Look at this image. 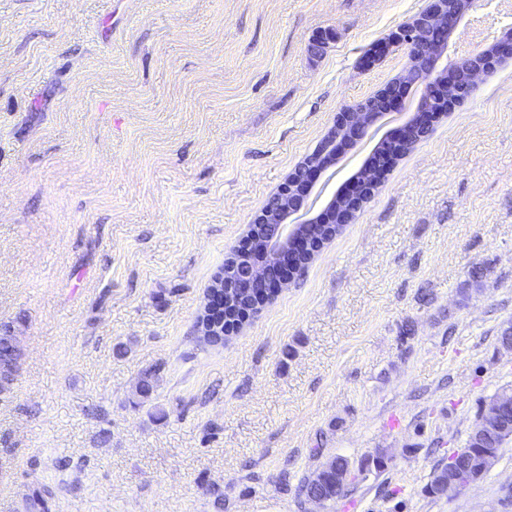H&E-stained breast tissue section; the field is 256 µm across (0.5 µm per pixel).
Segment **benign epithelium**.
<instances>
[{"label": "benign epithelium", "instance_id": "obj_1", "mask_svg": "<svg viewBox=\"0 0 512 512\" xmlns=\"http://www.w3.org/2000/svg\"><path fill=\"white\" fill-rule=\"evenodd\" d=\"M472 7L473 0H431L426 10L391 35V43L407 50L405 74L379 90L376 107L358 105L336 113L323 142L288 174L271 204L254 216L251 222L254 231L248 233L245 244L235 249L228 261L232 268H222L207 293L198 319L200 341L211 335L206 327L210 312L247 299L254 305L241 315L251 310L259 312L272 292L303 271L305 260L321 251L320 241L306 232L309 225L353 223L398 157L420 143L431 123L443 116L444 110L434 107L435 102L444 101L450 109L463 103L474 91L478 76L494 71L503 60L512 58V31H506L485 49L460 57L453 66L440 64L457 23ZM410 85L419 87L421 95L417 111L403 130L396 137L382 141L377 148L380 157L366 162L321 213L310 215L304 204L313 188L312 181L335 158L336 146L363 138L380 115L397 106L404 89ZM510 408L511 393L497 394L487 401L479 433L495 432L506 441L511 439L512 425L506 421Z\"/></svg>", "mask_w": 512, "mask_h": 512}]
</instances>
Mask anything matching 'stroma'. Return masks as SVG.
I'll use <instances>...</instances> for the list:
<instances>
[{
  "label": "stroma",
  "mask_w": 512,
  "mask_h": 512,
  "mask_svg": "<svg viewBox=\"0 0 512 512\" xmlns=\"http://www.w3.org/2000/svg\"><path fill=\"white\" fill-rule=\"evenodd\" d=\"M429 4L0 0V324L22 349L0 512H512V440L459 494L425 492L512 393V59L261 313L197 338L253 216L403 74L388 38ZM510 29L512 0H475L446 58ZM418 97L341 147L313 212ZM380 454L336 501L301 495L328 459Z\"/></svg>",
  "instance_id": "35a3bbf8"
}]
</instances>
